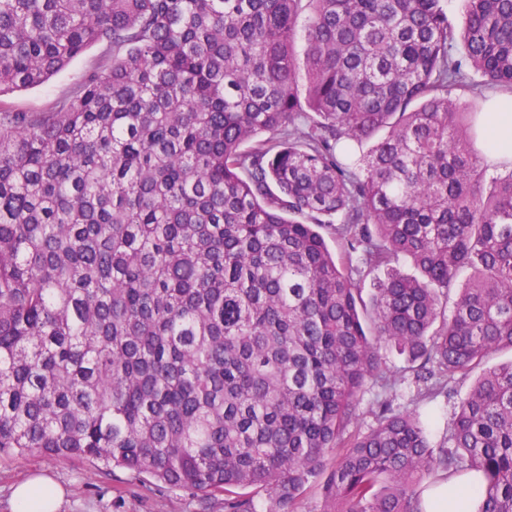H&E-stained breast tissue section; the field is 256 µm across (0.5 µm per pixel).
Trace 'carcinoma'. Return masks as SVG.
<instances>
[{
  "label": "carcinoma",
  "mask_w": 512,
  "mask_h": 512,
  "mask_svg": "<svg viewBox=\"0 0 512 512\" xmlns=\"http://www.w3.org/2000/svg\"><path fill=\"white\" fill-rule=\"evenodd\" d=\"M441 2L0 0V96L112 50L53 107L0 109V454L224 512H255L250 487L297 512L320 476L333 512H424L472 474L476 512H512V363L439 447L418 412L512 350V160L452 95L512 96V0H466L458 27ZM382 340L424 372L409 407Z\"/></svg>",
  "instance_id": "obj_1"
}]
</instances>
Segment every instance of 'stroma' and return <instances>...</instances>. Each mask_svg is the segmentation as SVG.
Wrapping results in <instances>:
<instances>
[{
  "label": "stroma",
  "mask_w": 512,
  "mask_h": 512,
  "mask_svg": "<svg viewBox=\"0 0 512 512\" xmlns=\"http://www.w3.org/2000/svg\"><path fill=\"white\" fill-rule=\"evenodd\" d=\"M103 46L87 49L48 82L0 96V108L12 112L45 109L63 97L84 72L104 54ZM472 378L457 379L451 395H441L420 405L432 444L448 435L455 408L469 391ZM54 479L66 491L60 512H224L223 496L204 497L190 490L156 483L143 485L129 472L99 469L79 460L54 457H0V512H12L11 488L28 475Z\"/></svg>",
  "instance_id": "stroma-1"
}]
</instances>
